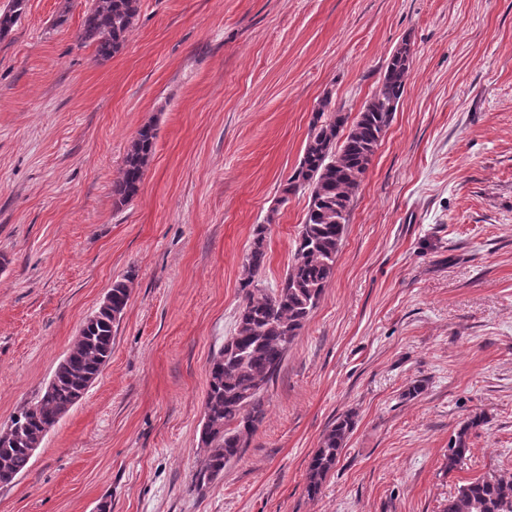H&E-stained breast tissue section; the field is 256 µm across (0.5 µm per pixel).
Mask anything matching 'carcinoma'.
I'll return each mask as SVG.
<instances>
[{"label":"carcinoma","mask_w":512,"mask_h":512,"mask_svg":"<svg viewBox=\"0 0 512 512\" xmlns=\"http://www.w3.org/2000/svg\"><path fill=\"white\" fill-rule=\"evenodd\" d=\"M140 8V0H91L79 39L105 61L123 46ZM24 9V0H8L0 11V35L9 32ZM411 49L403 43L391 54L381 84L356 117L330 112L329 100L312 113L303 155L287 183L283 198L309 190L307 211L298 235L294 263L279 288L255 284L266 264L265 226L255 229L241 282L242 304L234 336L209 366L200 431L204 458L196 480L204 486L241 456L266 414L264 393L284 356L321 298L334 274L356 192L402 98L410 69ZM157 137L155 126H142L128 149L121 176L112 183L113 204L120 208L137 194ZM135 275L112 284L110 304L81 326L68 364L54 371L50 390L15 416V427L0 431V485L7 486L28 468L30 449L40 447L53 427L77 403L89 376L112 355L113 328L128 304ZM474 414L460 423L448 446V470L469 451V434L484 426ZM351 416L338 417L323 434L307 470L305 492H321L352 431ZM444 512H512V476L491 475L468 481L448 498Z\"/></svg>","instance_id":"1"}]
</instances>
